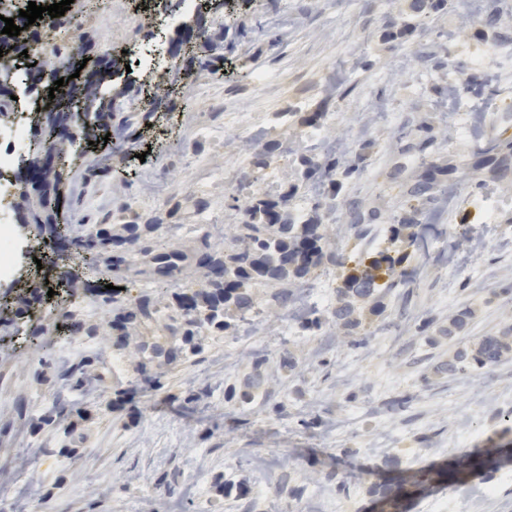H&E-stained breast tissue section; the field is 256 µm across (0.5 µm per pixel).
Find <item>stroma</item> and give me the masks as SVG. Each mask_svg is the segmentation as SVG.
Listing matches in <instances>:
<instances>
[{
  "label": "stroma",
  "mask_w": 512,
  "mask_h": 512,
  "mask_svg": "<svg viewBox=\"0 0 512 512\" xmlns=\"http://www.w3.org/2000/svg\"><path fill=\"white\" fill-rule=\"evenodd\" d=\"M70 11L83 19L72 47L87 46L93 58L122 55L128 70L112 82L121 91L112 110L130 116L128 102L149 92L147 76L133 68L153 47L147 32L174 43L180 28L145 11L142 0H105L99 10L72 0ZM200 16L207 28L248 36L225 51L220 70L175 81V111L157 113L137 143L82 145L67 184L81 182L94 158L110 172L54 221L82 223L107 196L110 223L151 212L165 239L189 251L203 219L232 226L233 199L278 194L296 182L301 156L332 155L339 166L359 165L336 202L324 201L316 184L300 187L291 202L296 221L320 215L329 248L348 255L389 247L387 226L429 162L457 168L426 212L436 231L425 249L408 248L413 280L386 292L382 315L356 303L359 328L332 317L343 270L328 263L292 284L293 305L259 289L252 316L209 337L201 355L165 366L162 390L110 411L98 401L129 387L138 357L118 346L108 308L83 311L85 296L75 294L69 311L95 327L91 336L65 332L54 298L33 305L20 326L0 325V512H18L11 494L18 477L37 489L47 512H362L391 461L407 470L512 445V356L452 377L441 371L458 347L444 333L449 313L472 310V338L512 325V175L470 169L485 136H512V9L490 27L480 21L482 0H454L431 14L413 11L411 0H203ZM426 49L434 59H421ZM480 51L492 54L483 74L496 100L460 136L459 116L473 100L449 99L446 90L473 73ZM390 110L398 123L387 122ZM314 112L317 125L302 124ZM424 119L432 146L408 150ZM365 141L371 147L360 162ZM270 142L279 168H254L253 152ZM161 166L170 192L162 202L137 203L144 175ZM200 199L207 209L197 210ZM353 202L381 215L360 244L344 233ZM463 218L469 229L459 238L452 227ZM35 251L41 265L23 279L39 289L78 265L45 235ZM314 318L320 327L305 328ZM38 326L43 335L25 342ZM62 350L72 362L95 359L101 385L89 392L61 384ZM287 356L295 369L282 368ZM202 388L207 397L184 405ZM245 391L251 403L240 402ZM60 398L72 404L67 422L38 426ZM228 481L244 483L246 496L225 494ZM443 501L452 512H512V477L498 471L437 488L413 512H435Z\"/></svg>",
  "instance_id": "1"
}]
</instances>
